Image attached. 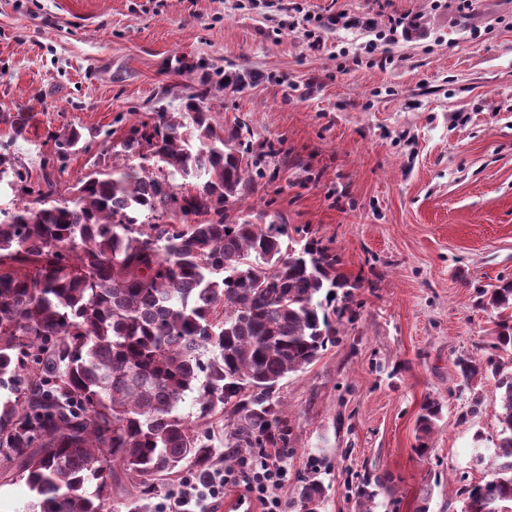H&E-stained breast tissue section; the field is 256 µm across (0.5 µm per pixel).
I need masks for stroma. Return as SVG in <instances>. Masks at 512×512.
Wrapping results in <instances>:
<instances>
[{
    "label": "stroma",
    "instance_id": "35a3bbf8",
    "mask_svg": "<svg viewBox=\"0 0 512 512\" xmlns=\"http://www.w3.org/2000/svg\"><path fill=\"white\" fill-rule=\"evenodd\" d=\"M278 0H0L2 115L28 112L11 151L40 173L41 153L74 129L84 152L61 175L89 172L110 134L177 112L203 75L253 72L236 91L212 85L214 123L265 149L246 204L307 226L354 281L357 317L305 371L284 380L288 481L326 489L322 512H462V486L496 468L501 412L492 381L464 385L455 361L485 354L496 313L481 290L512 280V0H477L465 16L431 0H300L343 13L308 47ZM410 14L419 28L368 54L362 20ZM346 57H339V50ZM442 406L418 454L426 400ZM188 472L113 487L104 512H137L186 492Z\"/></svg>",
    "mask_w": 512,
    "mask_h": 512
}]
</instances>
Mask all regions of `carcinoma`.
<instances>
[{"label":"carcinoma","mask_w":512,"mask_h":512,"mask_svg":"<svg viewBox=\"0 0 512 512\" xmlns=\"http://www.w3.org/2000/svg\"><path fill=\"white\" fill-rule=\"evenodd\" d=\"M207 86L182 112H155L107 145L70 187L41 181L10 154L31 116L17 112L0 143V469L32 493L26 512H104L122 477L142 497L158 478L214 454L180 413L224 416V447L286 448L284 379L336 341L351 312L339 257L297 227L254 221L240 203L264 178L241 126L211 122ZM71 129L54 140L64 163L83 150ZM132 158L139 163H129ZM487 354L461 357L463 384L499 391L502 459L462 489L468 512L512 510V281L493 289ZM442 405L426 401L428 437ZM325 487L301 481L295 512L323 508Z\"/></svg>","instance_id":"cac0c4a2"}]
</instances>
